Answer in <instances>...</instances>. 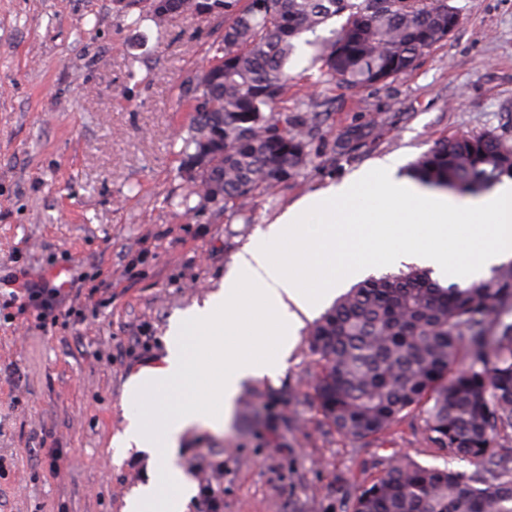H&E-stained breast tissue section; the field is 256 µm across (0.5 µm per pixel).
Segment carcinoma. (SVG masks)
Here are the masks:
<instances>
[{
  "label": "carcinoma",
  "mask_w": 512,
  "mask_h": 512,
  "mask_svg": "<svg viewBox=\"0 0 512 512\" xmlns=\"http://www.w3.org/2000/svg\"><path fill=\"white\" fill-rule=\"evenodd\" d=\"M162 29L166 18L144 0H120ZM180 13L224 18L208 66L181 86L190 103L179 131L181 165L196 164L201 138L209 165L174 206L191 197L220 209L243 207L311 164L309 143L328 119L317 102L288 109L298 41L312 62L350 89L385 85L409 70L461 23L453 0H178ZM339 30L302 39L335 17ZM419 184L480 195L512 179V142L496 136L444 138L409 168ZM321 372L314 399L336 430L375 437L421 410L431 447L466 462V473L389 463L360 486L348 512H512V262L487 278L443 286L409 266L371 277L336 299L308 330Z\"/></svg>",
  "instance_id": "1"
}]
</instances>
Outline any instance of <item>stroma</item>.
<instances>
[{"label": "stroma", "instance_id": "obj_1", "mask_svg": "<svg viewBox=\"0 0 512 512\" xmlns=\"http://www.w3.org/2000/svg\"><path fill=\"white\" fill-rule=\"evenodd\" d=\"M454 3L459 28L388 85H334L296 58L289 99L334 107L308 169L245 208L188 212L172 205L191 185L174 144L180 87L221 18L175 16L160 34L114 0H0V512H122L154 472L133 452L112 460L129 378L162 361L172 319L287 208L389 155L407 179L445 137L512 139V0ZM360 127L370 136L342 147ZM47 282L93 289L81 319L42 329L14 300ZM318 370L299 328L286 370L244 382L226 427L184 436L178 465L203 454L224 512H348L396 456L444 466L415 412L364 441L337 432L314 401Z\"/></svg>", "mask_w": 512, "mask_h": 512}]
</instances>
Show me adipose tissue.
I'll use <instances>...</instances> for the list:
<instances>
[{
    "label": "adipose tissue",
    "mask_w": 512,
    "mask_h": 512,
    "mask_svg": "<svg viewBox=\"0 0 512 512\" xmlns=\"http://www.w3.org/2000/svg\"><path fill=\"white\" fill-rule=\"evenodd\" d=\"M400 164L386 157L288 208L217 292L172 322L162 364L132 376L121 402L115 460L133 449L160 463L123 512H184L195 489L174 464L183 434L199 423L223 426L243 381L280 374L304 318L338 280L411 255L473 281L512 258V182L461 204L398 180Z\"/></svg>",
    "instance_id": "obj_1"
}]
</instances>
